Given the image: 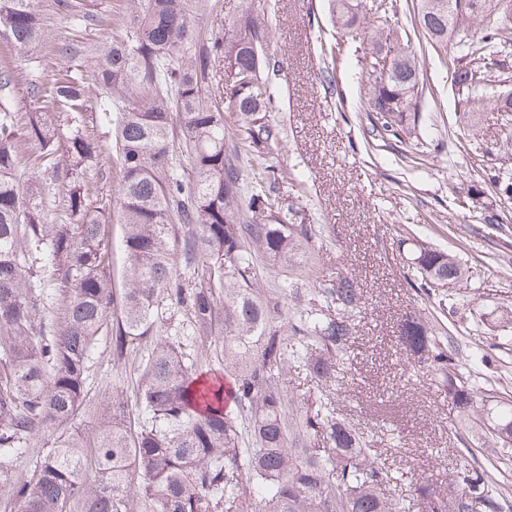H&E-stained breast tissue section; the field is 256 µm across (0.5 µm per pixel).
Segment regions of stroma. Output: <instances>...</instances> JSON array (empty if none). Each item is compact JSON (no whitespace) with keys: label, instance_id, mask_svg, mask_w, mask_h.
<instances>
[{"label":"stroma","instance_id":"obj_1","mask_svg":"<svg viewBox=\"0 0 512 512\" xmlns=\"http://www.w3.org/2000/svg\"><path fill=\"white\" fill-rule=\"evenodd\" d=\"M329 0H192L191 15L201 35L227 32L246 6L271 10L277 26L270 51L283 64L276 77L278 94L271 115L283 128L288 155L281 162L288 177L303 180L289 188L295 206L329 227L315 243L305 265L303 287L346 271L358 281L363 309L345 363L332 379L340 419L362 432L368 448L384 451L402 438L401 462L393 465L396 492L416 503L415 484L425 481L447 488L456 464L466 461L497 477L491 448L477 447L467 433L455 430V410L434 375L410 371L397 339V325L413 315L446 337L471 374L488 379L495 392L512 395V329L500 318L512 311V198L480 183L484 166L512 169V142L505 139V115L498 112L499 82L489 83L470 108H461L450 90V73L431 53L420 61L424 156L407 159L403 144L370 133L367 114L368 74L364 49H347L334 65L342 101L326 97L321 84L324 64L316 36L332 27ZM131 0H91L99 24L76 26L42 0L45 41L40 66L47 77L82 75L86 122L102 153L84 179L85 190L100 211L113 212L118 163L112 131L98 112L96 61L99 46L119 33ZM82 45L81 55L63 59L59 47ZM13 75L6 93L17 113L32 111L30 68L21 64L7 39L0 38V72ZM475 194L477 207L466 211L460 197ZM499 215L500 226L480 228L482 215ZM405 239H418L462 259L468 273L449 285L454 301L418 294L406 278L409 254ZM131 365L112 361V344L100 337L87 380L88 398L79 429L92 438L103 397L130 393Z\"/></svg>","mask_w":512,"mask_h":512}]
</instances>
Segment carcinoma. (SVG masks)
Masks as SVG:
<instances>
[{
  "instance_id": "obj_1",
  "label": "carcinoma",
  "mask_w": 512,
  "mask_h": 512,
  "mask_svg": "<svg viewBox=\"0 0 512 512\" xmlns=\"http://www.w3.org/2000/svg\"><path fill=\"white\" fill-rule=\"evenodd\" d=\"M40 0H0V37L26 61L44 40ZM57 6L81 23L96 15L77 0ZM357 0H330L338 30L319 37L322 59L366 40ZM393 2L380 0L374 25L384 37L366 54L372 131L419 150L420 61L391 32ZM512 15V0H418L414 25L440 64L453 61L452 87L470 104L492 75L512 80V24L479 33L463 17ZM273 20L246 8L222 38H195L188 0H133L122 32L97 61L100 120L115 127L125 286L113 291L104 215L89 202L81 173L100 155L85 129L84 86L68 75L35 74L37 102L17 119L0 103V496L16 512H406L387 493L396 480L341 423L325 396L357 333V280L342 272L309 289L303 308L290 274L301 251L324 233L288 203L279 172L288 152L270 116L280 61L267 52ZM191 54H186V51ZM397 60L386 72L382 60ZM224 101L209 97L216 67ZM68 135L58 136L61 117ZM183 138L175 146L173 129ZM50 182L21 179L20 142ZM191 162L185 179L177 153ZM484 182L512 195V172L481 169ZM64 188L70 223L49 224L45 195ZM408 272L428 297L462 281L459 260L418 240ZM274 261L281 288H258L257 255ZM61 312L35 326L40 307ZM295 299L288 307V299ZM112 337L118 361L134 358V404L114 394L100 407L89 447L98 478L84 479L87 447L73 433L84 408L95 341ZM406 363L431 371L459 424L493 443L512 470V400L496 396L448 357V346L404 319ZM221 370L201 380L203 366ZM304 371L318 399L288 423L284 384ZM51 447L29 478L13 462L33 441ZM423 512H503L508 491L462 463L448 484L415 488Z\"/></svg>"
}]
</instances>
